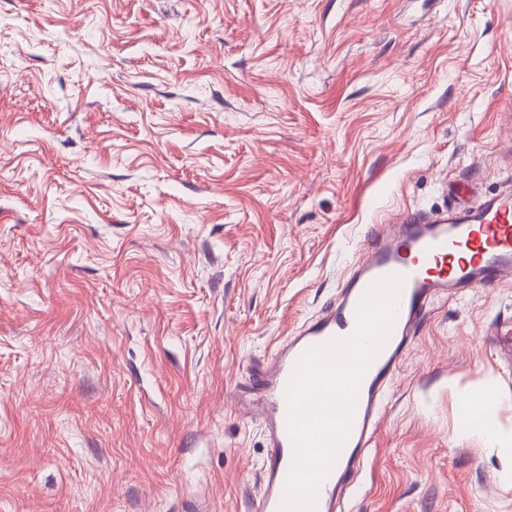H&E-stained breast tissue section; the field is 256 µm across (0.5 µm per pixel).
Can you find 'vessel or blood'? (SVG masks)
<instances>
[{
	"instance_id": "vessel-or-blood-1",
	"label": "vessel or blood",
	"mask_w": 512,
	"mask_h": 512,
	"mask_svg": "<svg viewBox=\"0 0 512 512\" xmlns=\"http://www.w3.org/2000/svg\"><path fill=\"white\" fill-rule=\"evenodd\" d=\"M392 273L406 277L397 318L362 380L350 436L320 488L317 512H335L337 502L353 494L355 477L373 446L384 387L435 298L497 282L512 273V192L491 195L475 206L449 208L436 219L418 212L402 217L375 236L342 285L338 304L276 347L253 390L268 451L262 490L251 512H277L283 494L293 454L285 391L297 360L312 346L351 335L361 298L375 280Z\"/></svg>"
}]
</instances>
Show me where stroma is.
<instances>
[{
    "label": "stroma",
    "mask_w": 512,
    "mask_h": 512,
    "mask_svg": "<svg viewBox=\"0 0 512 512\" xmlns=\"http://www.w3.org/2000/svg\"><path fill=\"white\" fill-rule=\"evenodd\" d=\"M510 176L512 0H0V512H250L263 359ZM384 405L344 512H512V278Z\"/></svg>",
    "instance_id": "stroma-1"
}]
</instances>
